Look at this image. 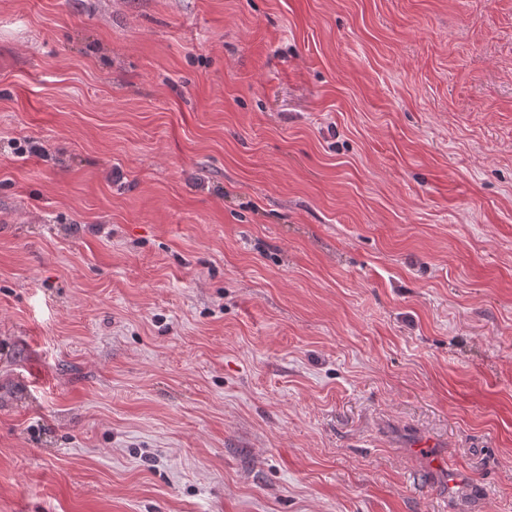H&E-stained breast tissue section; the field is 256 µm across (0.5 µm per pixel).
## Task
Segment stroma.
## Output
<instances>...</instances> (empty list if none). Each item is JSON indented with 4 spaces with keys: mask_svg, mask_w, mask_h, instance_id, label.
Returning a JSON list of instances; mask_svg holds the SVG:
<instances>
[{
    "mask_svg": "<svg viewBox=\"0 0 512 512\" xmlns=\"http://www.w3.org/2000/svg\"><path fill=\"white\" fill-rule=\"evenodd\" d=\"M0 512H512V0H0Z\"/></svg>",
    "mask_w": 512,
    "mask_h": 512,
    "instance_id": "35a3bbf8",
    "label": "stroma"
}]
</instances>
